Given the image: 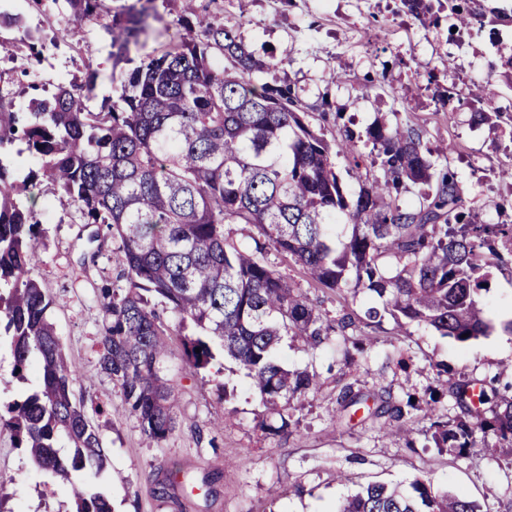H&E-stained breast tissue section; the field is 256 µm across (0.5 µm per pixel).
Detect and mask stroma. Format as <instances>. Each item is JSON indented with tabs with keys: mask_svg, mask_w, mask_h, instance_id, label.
<instances>
[{
	"mask_svg": "<svg viewBox=\"0 0 512 512\" xmlns=\"http://www.w3.org/2000/svg\"><path fill=\"white\" fill-rule=\"evenodd\" d=\"M209 5L226 28L273 68L254 73L262 84H290L312 126L326 136L340 128L362 132L384 114L388 124L423 134L432 152L447 150L449 168L476 221L512 222V76L503 74L497 43H512V24L495 29L458 28L449 10L434 24H420L401 0H197ZM24 13L31 30L49 35L70 23L63 0L36 10L27 0H0V10ZM78 50L50 48L42 60H12L0 51V90L18 110L51 95L57 77L82 81L95 66L99 107L112 87L110 46L99 28L79 24ZM496 95L505 114L496 125H472L464 102L470 87ZM35 208L41 220L40 261L35 277L55 305L51 320L77 379L73 385L107 454L90 483L112 512H334L336 505L374 482L409 486L414 480L458 493L481 512H502L512 503V455L496 438L478 440L465 454L435 447L432 421L464 416L452 394L456 385L512 382V334L502 325L512 313V264L491 269L480 300L494 329L469 342L414 324L398 327L390 314L366 322L368 307L382 301L366 289L329 290L310 282L300 265L274 247L266 261L301 289L328 321L351 314L345 334H331L318 347L283 338L275 348L290 370L315 373L317 391L295 395L270 411L253 391L246 370L216 352L205 369L188 367L182 342L192 327H179L164 304L155 310L167 329L171 354L166 373L176 388L178 430L169 438L145 439L119 386L102 372L97 340L103 333L101 289L127 281L113 258L116 247L105 226L82 223L74 207L43 185ZM400 405L408 432L383 435L389 419L366 410L342 412L345 387ZM36 368L16 375L8 336L0 335V413L38 390ZM434 417H425V406ZM69 484L32 462L0 430V504L6 512H71Z\"/></svg>",
	"mask_w": 512,
	"mask_h": 512,
	"instance_id": "35a3bbf8",
	"label": "stroma"
}]
</instances>
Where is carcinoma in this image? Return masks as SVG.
<instances>
[{
    "mask_svg": "<svg viewBox=\"0 0 512 512\" xmlns=\"http://www.w3.org/2000/svg\"><path fill=\"white\" fill-rule=\"evenodd\" d=\"M78 20L96 21L109 37L112 68L130 61L155 16L154 0H125L103 16V0H65ZM179 24L186 33L141 60L113 83L96 110L86 86L70 81L15 110L0 93V149L23 140L41 177L61 191L85 224H103L117 241L113 251L128 286L101 289L105 331L99 365L124 395L143 434L161 441L178 428L174 385L163 373L167 331L150 297L166 304L180 323L198 330L184 343L193 369L207 367L214 346L247 371L263 404L278 410L283 399L317 389V375L290 371L274 349L283 336L315 347L353 324L345 314L331 324L309 298L293 288L263 257L264 244L287 253L323 288L350 283L382 299L397 324L415 323L460 342L490 333L478 296L488 268L503 261L498 238L512 243V224H479L467 208L455 174L422 149V133L381 120L365 130L377 149L370 175L355 151L351 130L327 140L306 120L291 87L252 80L271 64L250 51L215 18L182 0ZM414 18H430L433 5L448 6L460 27L481 21L475 0H402ZM23 32L4 46L41 56L46 44L19 14L0 12V28ZM471 120L496 122L502 111L493 93H470ZM349 157L350 195L335 170ZM38 176L13 177L0 162V325L11 337L15 367L39 364V390L0 414L42 468L70 481L73 471L96 476L107 456L102 439L73 393L75 371L50 320L53 299L33 272L40 220L34 208ZM430 187L415 208L399 203L406 183ZM227 224H250L265 243L254 248L229 241ZM401 267L389 271L390 260ZM200 352H195V349ZM467 417L453 427L432 423L438 448L463 453L476 433L512 447V397L485 384L453 391ZM501 398L488 417L482 406ZM375 413L399 421L400 406L374 399ZM72 452L62 456V438ZM408 494L375 483L344 499L337 512H479L467 498L436 492L421 480ZM75 512H112L107 498L70 485Z\"/></svg>",
    "mask_w": 512,
    "mask_h": 512,
    "instance_id": "obj_1",
    "label": "carcinoma"
}]
</instances>
